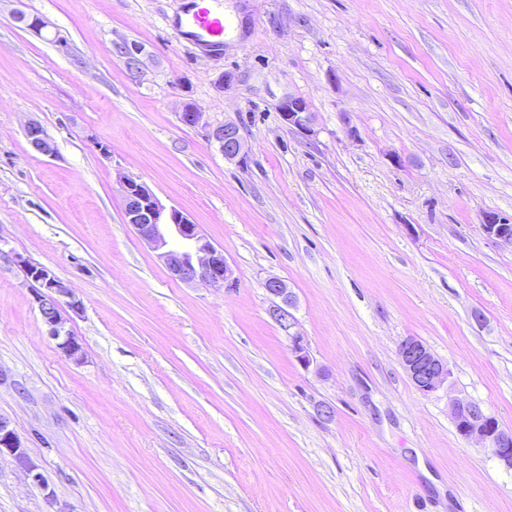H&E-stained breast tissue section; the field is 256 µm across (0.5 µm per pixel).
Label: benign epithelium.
Returning a JSON list of instances; mask_svg holds the SVG:
<instances>
[{
    "label": "benign epithelium",
    "instance_id": "1",
    "mask_svg": "<svg viewBox=\"0 0 512 512\" xmlns=\"http://www.w3.org/2000/svg\"><path fill=\"white\" fill-rule=\"evenodd\" d=\"M15 22L36 34L41 33L48 23L38 15L17 11ZM115 52L133 75L140 73L144 49L136 44L123 42L114 46ZM287 128L310 139L316 135L314 113L307 101L290 96L279 105ZM25 138L31 149L46 157L56 155V146L44 127L37 121H30L24 128ZM209 140L218 146L224 157L238 163L246 157V144L240 129L233 121L213 125L208 130ZM125 222L129 224L147 245L158 252L172 277L184 282H202L212 288H231L235 280L224 259L222 249L216 247L202 234L198 225L175 207H166L152 190L140 179L126 176L122 181ZM482 230L491 239L512 246V222L496 213L484 215ZM5 259L24 273L25 279L33 286V300L48 335L56 341L61 353L75 361L84 357V348L79 338L67 327L71 314L83 310L82 301L64 280L49 268L35 264L23 256L0 251ZM271 298L267 309L269 317L286 332L291 352L297 363L305 370L314 365L308 343L297 329L298 322L293 314L295 300L287 285L271 277L264 283ZM399 358L414 385L429 394L450 384L451 373L446 363L438 358L422 342L407 340L401 343ZM453 421L460 424V436L467 441H476L491 448L499 463L512 470V430L502 427L496 417L480 404L466 399L451 401ZM8 455L41 490L47 484L40 466L12 425L0 415V456Z\"/></svg>",
    "mask_w": 512,
    "mask_h": 512
}]
</instances>
